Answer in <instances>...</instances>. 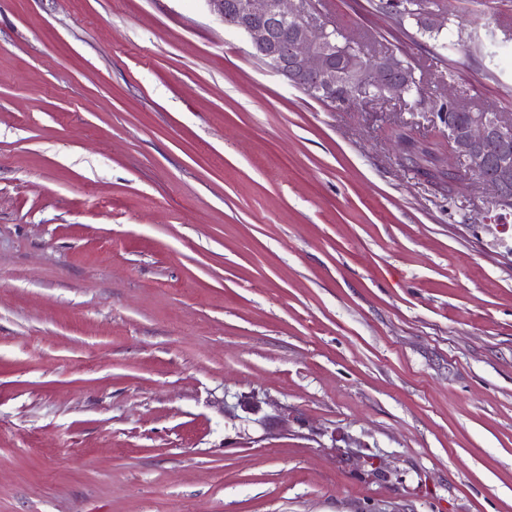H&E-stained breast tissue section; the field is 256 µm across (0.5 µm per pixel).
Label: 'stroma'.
I'll return each mask as SVG.
<instances>
[{
	"label": "stroma",
	"instance_id": "stroma-1",
	"mask_svg": "<svg viewBox=\"0 0 512 512\" xmlns=\"http://www.w3.org/2000/svg\"><path fill=\"white\" fill-rule=\"evenodd\" d=\"M332 106L204 0H0V512H512V216L391 140L512 113V0Z\"/></svg>",
	"mask_w": 512,
	"mask_h": 512
}]
</instances>
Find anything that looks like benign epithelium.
<instances>
[{"label": "benign epithelium", "mask_w": 512, "mask_h": 512, "mask_svg": "<svg viewBox=\"0 0 512 512\" xmlns=\"http://www.w3.org/2000/svg\"><path fill=\"white\" fill-rule=\"evenodd\" d=\"M212 15L224 26L243 33L258 56L292 85L321 99L336 102V91L350 83L376 88L384 97L405 94L410 78L393 52L374 62L360 61L356 70L342 68L336 58L344 48L330 39L332 22H315L311 0H205ZM448 141L459 168L451 170L453 194L468 196L478 189L489 194L491 210L512 214V196L505 193L502 175L512 170V114L484 113L464 128L448 125ZM499 147V166L482 171L487 150Z\"/></svg>", "instance_id": "7a95c632"}]
</instances>
